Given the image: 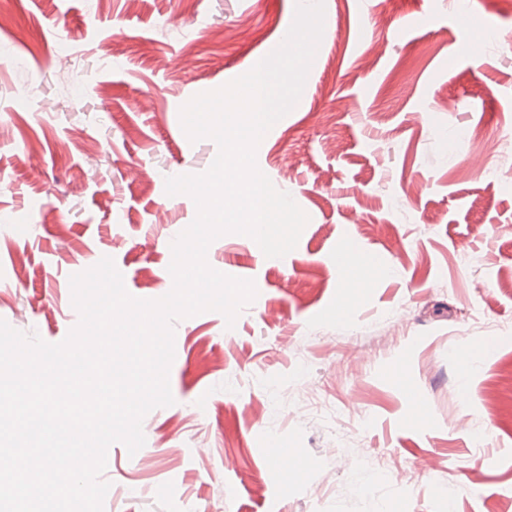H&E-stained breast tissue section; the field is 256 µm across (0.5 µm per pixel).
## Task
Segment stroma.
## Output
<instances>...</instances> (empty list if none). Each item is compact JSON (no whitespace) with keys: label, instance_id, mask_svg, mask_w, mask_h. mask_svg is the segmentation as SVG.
<instances>
[{"label":"stroma","instance_id":"obj_1","mask_svg":"<svg viewBox=\"0 0 512 512\" xmlns=\"http://www.w3.org/2000/svg\"><path fill=\"white\" fill-rule=\"evenodd\" d=\"M468 2L472 53L452 0H324L256 153L309 221L282 258L209 246L258 295L231 328L176 322L152 463L109 448L104 512H512V156L490 151L512 141V0ZM295 5L0 0V319L61 342L70 276L106 255L130 295L171 290L197 208L165 179L217 155L180 109L277 48Z\"/></svg>","mask_w":512,"mask_h":512}]
</instances>
